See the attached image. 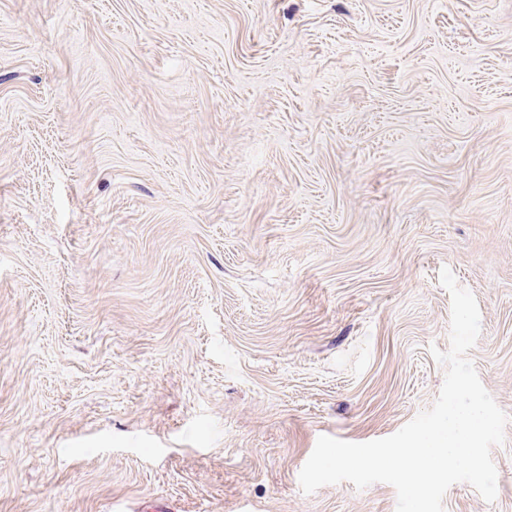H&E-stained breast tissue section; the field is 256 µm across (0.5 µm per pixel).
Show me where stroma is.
Returning <instances> with one entry per match:
<instances>
[{
  "instance_id": "35a3bbf8",
  "label": "stroma",
  "mask_w": 512,
  "mask_h": 512,
  "mask_svg": "<svg viewBox=\"0 0 512 512\" xmlns=\"http://www.w3.org/2000/svg\"><path fill=\"white\" fill-rule=\"evenodd\" d=\"M445 267L512 512V0H0V512H396Z\"/></svg>"
}]
</instances>
